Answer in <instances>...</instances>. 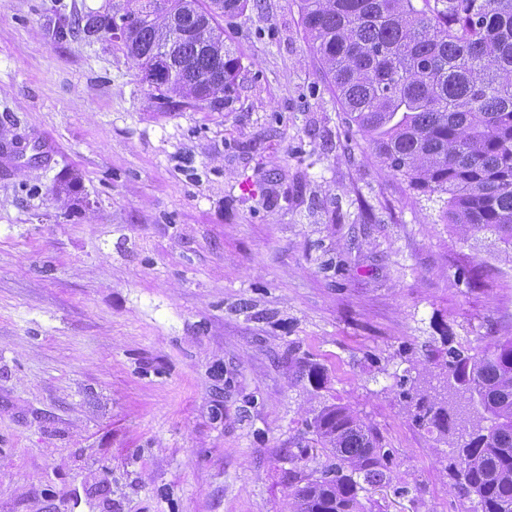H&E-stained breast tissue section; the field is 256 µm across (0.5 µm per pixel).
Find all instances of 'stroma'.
I'll return each mask as SVG.
<instances>
[{
    "instance_id": "1",
    "label": "stroma",
    "mask_w": 512,
    "mask_h": 512,
    "mask_svg": "<svg viewBox=\"0 0 512 512\" xmlns=\"http://www.w3.org/2000/svg\"><path fill=\"white\" fill-rule=\"evenodd\" d=\"M125 0H0V512H290L343 404L383 437L373 512H481L402 384L512 333V263L348 121L296 0L224 21L222 111L160 106ZM123 14V13H122ZM120 10L113 12V15H115L116 20V26L112 29V23H114V17L110 13L106 14H94L89 13L83 16L77 15L74 20L66 25L58 27L54 32V38L60 40H66L67 38H75V37H81L84 38H90L95 35V33H98L97 29H94L92 22L95 19H99L101 21V25L106 28H111L112 31L108 34L111 35L112 38H115V36H120V28L122 26V22L119 20V17L122 15ZM83 21H85L84 25H82Z\"/></svg>"
}]
</instances>
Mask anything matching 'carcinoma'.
Segmentation results:
<instances>
[{
  "mask_svg": "<svg viewBox=\"0 0 512 512\" xmlns=\"http://www.w3.org/2000/svg\"><path fill=\"white\" fill-rule=\"evenodd\" d=\"M127 0L125 47L165 104L233 102L239 60L224 45L220 19L247 0ZM302 22L336 96L377 157L410 189L446 194L443 220L475 236L490 233L512 263V0H299ZM89 13L54 38H90ZM178 20L191 35L163 51ZM444 392L404 391L418 425L461 434L452 466L462 496L482 512H512V335L438 364ZM481 396L484 417L458 421ZM316 442L334 459L293 496L292 512H370L360 483L389 482L390 450L349 407L324 406Z\"/></svg>",
  "mask_w": 512,
  "mask_h": 512,
  "instance_id": "obj_1",
  "label": "carcinoma"
}]
</instances>
